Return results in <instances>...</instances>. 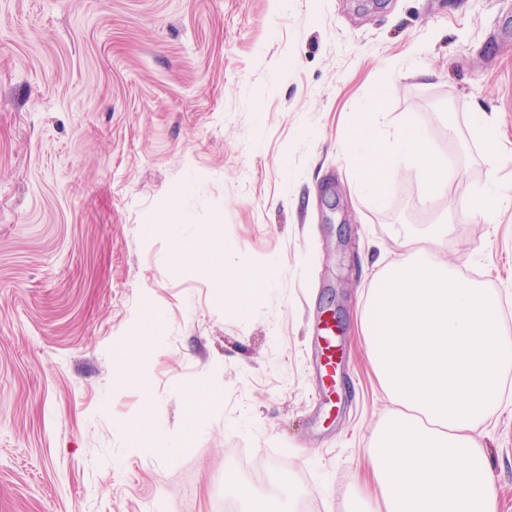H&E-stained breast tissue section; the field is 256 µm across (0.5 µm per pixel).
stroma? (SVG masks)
<instances>
[{
	"label": "stroma",
	"instance_id": "1",
	"mask_svg": "<svg viewBox=\"0 0 512 512\" xmlns=\"http://www.w3.org/2000/svg\"><path fill=\"white\" fill-rule=\"evenodd\" d=\"M381 85L380 135L415 116L459 172L446 197L423 203L409 161L382 198L356 188L346 140ZM479 113L512 151V0H0V512L362 497L389 408L358 326L377 260L452 223L442 260L512 331V209L479 224L455 204L488 183ZM169 217L203 250L231 237L243 280L175 264L143 233ZM145 307L158 351L114 383ZM328 310L341 362L321 412ZM205 378L216 395L191 410ZM146 392L163 437L137 454L121 426ZM483 442L512 512V406Z\"/></svg>",
	"mask_w": 512,
	"mask_h": 512
}]
</instances>
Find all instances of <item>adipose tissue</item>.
I'll use <instances>...</instances> for the list:
<instances>
[{"label":"adipose tissue","mask_w":512,"mask_h":512,"mask_svg":"<svg viewBox=\"0 0 512 512\" xmlns=\"http://www.w3.org/2000/svg\"><path fill=\"white\" fill-rule=\"evenodd\" d=\"M390 93L377 87L369 116L353 126L349 142L358 188L378 194L391 184L401 159L419 160L422 196L446 194L457 178L448 160L425 141L416 118H408L391 138L380 137L372 115ZM480 224L495 223L512 207V186L491 181L457 200ZM448 227L436 225L431 251L413 250L385 265L371 283L360 309V333L391 407L370 436L365 512H499L495 473L481 428L503 409V378L512 372V334L502 323L499 296L463 278L437 255ZM234 244L199 252L183 239L175 261L217 263L225 279L243 276L233 259ZM156 316L144 312L133 323L119 354V377L128 376L154 354Z\"/></svg>","instance_id":"1"}]
</instances>
